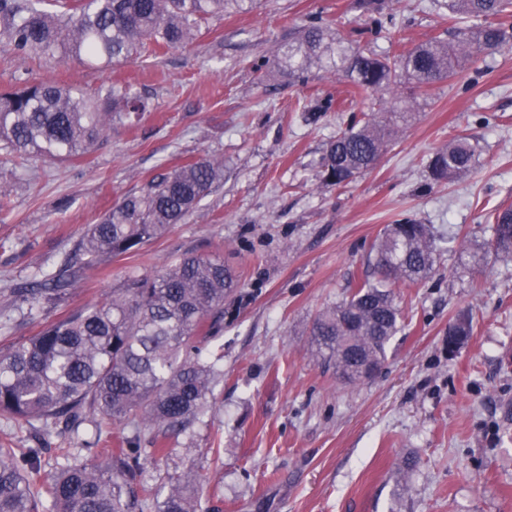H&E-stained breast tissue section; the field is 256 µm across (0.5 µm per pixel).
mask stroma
Here are the masks:
<instances>
[{"label": "stroma", "mask_w": 512, "mask_h": 512, "mask_svg": "<svg viewBox=\"0 0 512 512\" xmlns=\"http://www.w3.org/2000/svg\"><path fill=\"white\" fill-rule=\"evenodd\" d=\"M439 2L385 0L393 25L374 34L352 0H250L203 24L187 49L106 68L0 50V91L119 80L149 102L138 120L113 121L80 162L21 167L0 150V347L188 250L223 254L244 295L225 308L215 340L224 379L208 410L170 437L167 457L145 460L143 483L193 472L204 512H512V261L485 246L490 212L512 204V38L427 92L401 84L412 121L340 187L322 181L326 144L370 100L330 71L298 74L282 61L294 26L313 17L377 53L392 36L408 49L447 39ZM460 134L478 147L472 171L434 184L429 154ZM201 155L223 162L224 177L183 223L136 254L81 268L51 311L21 308L15 288L57 269L118 198ZM407 217L437 236L435 271L400 287L402 329L381 370L342 384L313 356L309 324L368 275L376 238ZM460 314L472 334L452 355L448 325ZM4 436L43 449L50 469L96 432L85 423L45 436L39 423L0 419Z\"/></svg>", "instance_id": "35a3bbf8"}]
</instances>
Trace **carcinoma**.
<instances>
[{"label": "carcinoma", "instance_id": "cac0c4a2", "mask_svg": "<svg viewBox=\"0 0 512 512\" xmlns=\"http://www.w3.org/2000/svg\"><path fill=\"white\" fill-rule=\"evenodd\" d=\"M246 0H0V48L22 60L75 58L110 66L141 51L189 45L213 16L244 10ZM448 13L481 17L485 25L458 30L446 41L377 55L345 46L318 22L300 27L285 52L288 67H323L355 92L383 100L404 73L423 90L456 74L471 49L494 53L506 41L502 18H512V0H448ZM379 30L392 23L382 0H354ZM132 86L111 83L87 93L58 81L26 83L0 93V149L26 161H75L87 156L112 124L147 111ZM410 112L353 117L329 141L323 181L339 186L371 170L389 136ZM476 147L458 136L427 159L431 179L468 174ZM224 177L223 164L190 159L116 200L74 246V259L103 265L132 255L183 222ZM488 249L512 260V205L495 209ZM372 272L348 285L347 296L317 314L310 336L316 357L346 384L365 380L369 365L382 367L401 328L395 285L422 283L434 272L437 245L427 224L406 219L387 225L373 246ZM77 276L70 260L55 273L41 272L18 289L29 310L67 299ZM243 298L232 268L219 256L185 253L152 275H128L105 301L53 321L37 335L0 349V416L40 423L45 433L63 423L85 421L97 431L115 430V447L65 449L75 458L42 472L40 448L0 447V512H200L194 477L169 474L143 498L130 494L142 472L141 431L151 433L150 456L168 453L165 439L182 432L207 408L223 377L221 355L206 351L224 330V302ZM471 333L469 319L448 325V344L459 351Z\"/></svg>", "mask_w": 512, "mask_h": 512}]
</instances>
